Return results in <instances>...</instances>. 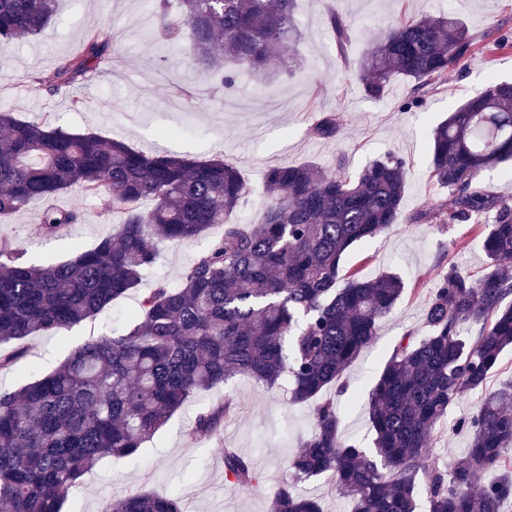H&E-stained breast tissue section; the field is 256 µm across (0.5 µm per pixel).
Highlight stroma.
I'll return each instance as SVG.
<instances>
[{
    "instance_id": "obj_1",
    "label": "stroma",
    "mask_w": 512,
    "mask_h": 512,
    "mask_svg": "<svg viewBox=\"0 0 512 512\" xmlns=\"http://www.w3.org/2000/svg\"><path fill=\"white\" fill-rule=\"evenodd\" d=\"M335 3L350 24L351 40L337 49L326 22L328 3ZM303 41L278 48L290 67L264 83L241 73L232 92L210 85L206 72L192 59L186 42L163 45L150 39L152 17L146 0H57L49 24L30 37L0 45V108L22 120L52 124L71 133L119 136L133 148L150 152L163 147L197 159L220 158L242 171L249 187L239 218L256 221L268 203L262 175L271 165L315 162L332 169L344 166L357 173L372 158L391 152L406 160L408 189L404 218L390 232L354 249L344 269L364 276L399 275L409 292L381 321L375 347L363 352L345 370L343 390L327 389L341 417L340 433L371 444L369 392L392 345L404 334H423L427 294L434 276L447 264L480 276L486 259L483 237L472 225L452 229L437 221L411 222L428 204L443 203L446 189L430 182L429 135L434 124L490 77L512 78V44L491 52L498 37L512 41V0H299ZM460 15L478 42L475 57L463 71L452 70L447 81L427 91L420 104L407 100L410 86L393 81L382 97H367L358 78V63L369 38L393 18L425 13ZM108 27L114 33V55L106 70L75 84L70 93L35 92L34 74L52 71L62 59L76 55L81 37ZM85 105L74 110L71 96ZM335 114L338 133L320 139L311 131V113ZM75 208L82 224L42 235L37 222L45 204ZM34 201L0 217V242L25 250L29 262L49 266L74 258L111 234L112 221L99 200L72 189ZM222 232L213 227L203 236L179 245H163L138 288L111 304L95 321L53 336L25 341V357L10 371L0 372V392L21 387L35 376L57 369L85 340L110 334L158 281L176 283L183 270ZM233 396L235 412L224 423L222 441L190 439L195 415ZM313 403H295L290 385L268 390L249 376H235L229 385L192 398L168 423L142 444L135 459L106 458L62 504V512H99L105 499L135 493L184 492L186 512H273L274 490L288 476L286 461L300 451L313 427ZM248 458L261 480L243 490L224 475L225 448Z\"/></svg>"
}]
</instances>
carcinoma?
Masks as SVG:
<instances>
[{
	"label": "carcinoma",
	"mask_w": 512,
	"mask_h": 512,
	"mask_svg": "<svg viewBox=\"0 0 512 512\" xmlns=\"http://www.w3.org/2000/svg\"><path fill=\"white\" fill-rule=\"evenodd\" d=\"M56 0H0V42L35 35L51 20ZM151 0L162 41L189 39L190 51L218 88L236 80L227 62L274 76L284 60L273 47L303 38L297 0ZM334 42L350 28L330 6ZM109 30L83 36V51L53 72L31 77L49 94L109 60ZM476 38L450 12L400 17L370 41L359 62L365 92L382 95L396 79L416 93L450 69H466ZM312 132L336 137L335 115L321 112ZM431 180L448 203L413 222L482 224L485 273L456 265L436 278L424 317L425 334H405L389 352L372 391L373 447L340 436L334 402L316 404L314 426L286 462L291 480L274 492L276 512H323L294 484L329 477L351 512H502L512 501V385L485 391L467 417L465 455L443 470L430 452L448 409L484 388L512 347V203L488 190L481 175L512 161V82L492 80L430 133ZM76 187L100 198L118 219L115 235L75 258L46 267L0 244V345L37 333L54 335L97 315L135 289L155 263L158 246L224 233L195 257L175 286L159 282L109 336L78 345L54 372L0 392V504L7 512H60L65 494L106 457L131 458L191 397L247 374L268 390L286 377L291 401L315 400L339 386L350 363L377 342L378 324L407 291L394 274L364 279L340 265L355 246L389 231L401 217L406 161L392 153L358 174L315 164L272 165L263 174L269 199L254 223L229 219L249 190L240 170L222 159L146 154L124 140L75 134L49 121L30 123L0 110V216ZM154 201L139 208L142 199ZM83 220L77 209L44 207L46 233ZM476 329L473 336L463 335ZM22 348H0V371L13 369ZM234 399L199 413L188 430L218 436ZM497 467L500 479L475 489L478 474ZM224 474L242 488L259 476L234 448L224 449ZM102 512H185L183 497L130 494Z\"/></svg>",
	"instance_id": "1"
}]
</instances>
